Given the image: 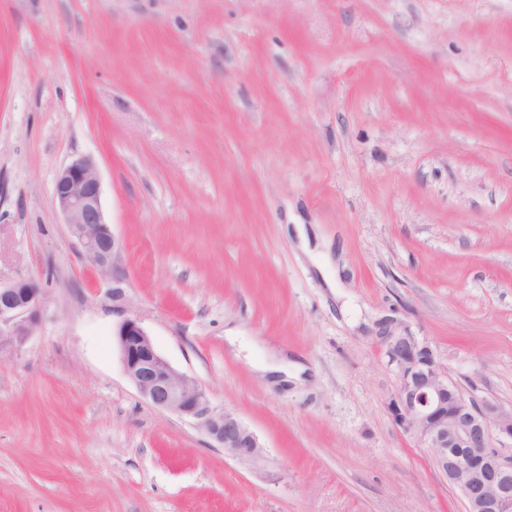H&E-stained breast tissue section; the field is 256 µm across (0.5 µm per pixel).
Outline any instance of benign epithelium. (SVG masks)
<instances>
[{
	"mask_svg": "<svg viewBox=\"0 0 512 512\" xmlns=\"http://www.w3.org/2000/svg\"><path fill=\"white\" fill-rule=\"evenodd\" d=\"M53 200L73 244L112 291V301L124 300L120 247L93 161L79 157L63 166ZM42 304L32 279L0 282V348L20 351L38 325ZM112 336L124 374L146 402L193 422L240 461L263 457L256 435L236 414L215 406L197 380L174 368L138 319H123ZM374 340L395 377L384 398L392 424L426 450L438 473L461 493L466 512H512V409L459 391L430 343L399 320L380 319Z\"/></svg>",
	"mask_w": 512,
	"mask_h": 512,
	"instance_id": "1",
	"label": "benign epithelium"
}]
</instances>
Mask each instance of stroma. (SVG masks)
Here are the masks:
<instances>
[{"instance_id": "obj_1", "label": "stroma", "mask_w": 512, "mask_h": 512, "mask_svg": "<svg viewBox=\"0 0 512 512\" xmlns=\"http://www.w3.org/2000/svg\"><path fill=\"white\" fill-rule=\"evenodd\" d=\"M96 165L125 299L74 249ZM312 227L330 288L288 232ZM0 512H465L383 405V316L512 408V0H0ZM234 412L238 461L124 375L112 327ZM28 277L0 281V349L18 352L33 335L43 304L42 291Z\"/></svg>"}]
</instances>
